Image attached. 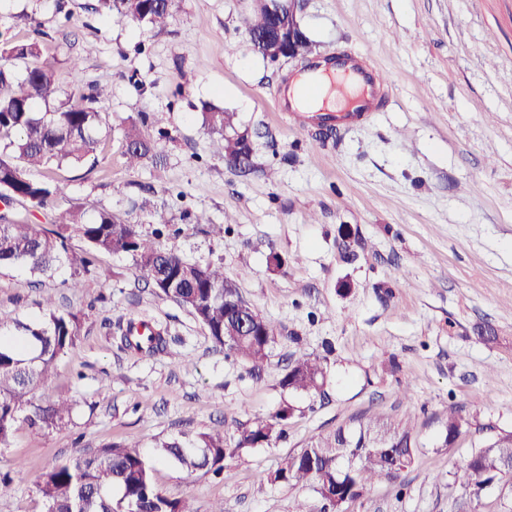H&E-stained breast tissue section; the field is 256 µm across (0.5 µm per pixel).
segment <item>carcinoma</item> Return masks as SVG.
<instances>
[{"label": "carcinoma", "instance_id": "cac0c4a2", "mask_svg": "<svg viewBox=\"0 0 512 512\" xmlns=\"http://www.w3.org/2000/svg\"><path fill=\"white\" fill-rule=\"evenodd\" d=\"M97 12L130 18L142 25L163 28L172 18L173 0H96ZM288 29V2L281 15L267 7H253L241 19L253 49L268 56V36L276 26ZM38 55V44L20 42L0 33V197L9 194L36 209L52 205L62 193L51 179L29 177L32 168L49 169L63 163L80 167L96 158L106 121L110 91L96 87L87 94L79 80L68 90L58 84L52 65L45 62L21 73L15 63ZM202 124L213 135L212 153L236 168L240 155L252 148L232 136L235 114L203 104ZM127 167L147 166L159 172L166 157L153 137L130 122L125 131ZM159 228L146 234L138 224H126L112 213L87 216L72 205L53 214L49 229L22 218L0 215V267L23 265L34 274L46 275L62 262L85 271L101 252L126 254L134 263L139 282L185 308L206 330L213 346L261 370L268 364L274 344L281 339L277 325L247 301L236 311L224 306V296L240 297L235 284L224 276L221 262L190 260L165 248L159 241L170 225L165 212H155ZM87 243L75 252L72 236ZM136 319L121 329V345L138 352L155 353L167 347L168 330L152 325L148 336L134 340ZM81 333L78 314L58 309L48 296L40 318L32 322L0 318V445L9 443L20 421L31 427L63 423L71 404L56 399L43 406L34 401L46 388L57 359L72 347ZM326 358L310 353L290 356L279 381L293 394H325L328 381ZM290 405L269 416H256L237 429L232 438L224 430L183 433L156 440L150 449L142 444L111 443L93 453L62 461L35 479L45 512H198L193 501L161 489L155 480L159 464H173L187 476L218 474L228 457L242 450L271 446L284 434ZM473 423L452 410L442 422L443 445L467 433ZM418 442L410 418L383 413H364L326 435L310 440L299 452L285 456L265 476L271 484L307 489L332 512L362 497L374 484L395 481L413 462ZM512 431H499L478 444L454 473V483L474 494L497 484L512 495Z\"/></svg>", "mask_w": 512, "mask_h": 512}]
</instances>
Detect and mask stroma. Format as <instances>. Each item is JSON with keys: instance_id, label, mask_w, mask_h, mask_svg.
Wrapping results in <instances>:
<instances>
[{"instance_id": "obj_1", "label": "stroma", "mask_w": 512, "mask_h": 512, "mask_svg": "<svg viewBox=\"0 0 512 512\" xmlns=\"http://www.w3.org/2000/svg\"><path fill=\"white\" fill-rule=\"evenodd\" d=\"M95 0H0L9 37L37 40L70 88L79 59L84 91L105 85L108 128L98 161L47 176L58 207L106 210L153 232L142 199L165 206L176 233L161 242L188 259L223 261L246 300L282 329L261 372L224 357L181 306L136 279L124 254L95 268L34 277L0 268V318L40 315L46 295L76 312L81 335L47 382L71 401L65 426L19 423L0 446V512H44L35 473L111 443L223 426L226 436L285 405L294 412L274 446L243 450L221 475L186 478L159 465L157 484L193 497L201 512H292L315 496L265 476L281 456L368 410L411 416L419 444L394 482L375 485L345 512H462L456 467L490 424L512 430V0H299L317 57L345 52L380 71L389 100L367 118L312 140L316 122L274 107L301 61L253 52L239 17L248 0H175L164 30L107 18ZM260 130L255 172L241 175L210 151L201 105ZM145 120L167 158L163 183L128 169L124 130ZM223 225L195 224L196 214ZM363 238L367 249L355 241ZM279 254L281 268L269 263ZM80 278L79 290L67 281ZM167 327L156 354L122 349L118 322ZM497 339L481 340L483 329ZM331 341L324 351L323 341ZM327 357L326 396H295L279 380L295 351ZM481 428L444 445L449 409Z\"/></svg>"}]
</instances>
